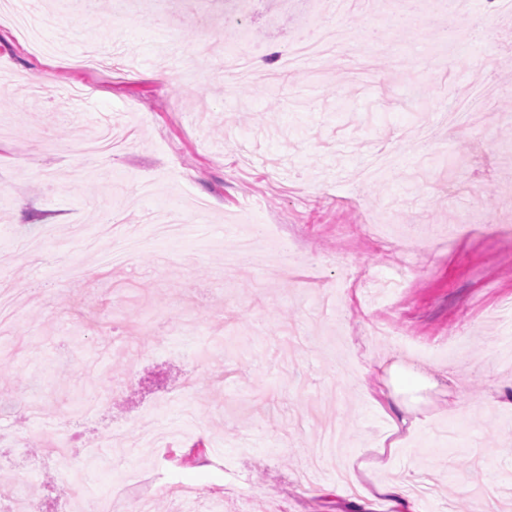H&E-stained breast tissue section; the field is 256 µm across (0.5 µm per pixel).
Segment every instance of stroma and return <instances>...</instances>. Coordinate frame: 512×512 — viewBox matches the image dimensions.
I'll list each match as a JSON object with an SVG mask.
<instances>
[{"instance_id": "obj_1", "label": "stroma", "mask_w": 512, "mask_h": 512, "mask_svg": "<svg viewBox=\"0 0 512 512\" xmlns=\"http://www.w3.org/2000/svg\"><path fill=\"white\" fill-rule=\"evenodd\" d=\"M51 20L37 53L0 19V503L66 512L63 487L105 435L180 417L184 379L210 466L134 448L90 471L85 512H114L118 474L153 470L198 489L192 512H357L362 490L425 491L419 512H486L473 471L512 512V410L485 407L512 385V135L498 120L512 83V21L489 0L473 15L431 10L409 31L353 14L354 54L287 68L291 27L308 0H255L243 20L268 64L261 85L233 84L215 60L229 34L225 0H33ZM110 57L99 71L87 44ZM429 99L411 103L390 54ZM170 70L168 80L155 77ZM482 96L456 126L448 99ZM434 140L417 151L420 127ZM400 164L364 181L379 150ZM166 211L186 224L123 265L113 238L149 236ZM298 240L308 263L268 261L224 273L245 228ZM414 272L391 297L347 272ZM97 276L63 277L66 267ZM52 308H44L45 298ZM395 316L394 336L369 326ZM461 337L435 355L397 354ZM446 367L434 387L391 366ZM396 389L420 424L394 432L372 387ZM70 419V456L43 450Z\"/></svg>"}]
</instances>
